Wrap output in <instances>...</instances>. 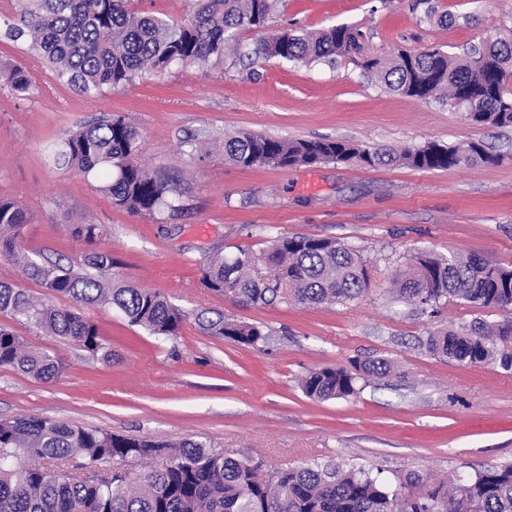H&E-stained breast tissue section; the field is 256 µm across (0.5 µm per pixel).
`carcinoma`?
Here are the masks:
<instances>
[{"label":"carcinoma","instance_id":"cac0c4a2","mask_svg":"<svg viewBox=\"0 0 512 512\" xmlns=\"http://www.w3.org/2000/svg\"><path fill=\"white\" fill-rule=\"evenodd\" d=\"M18 22L0 34L26 45L59 77L84 94L125 86L146 72L171 64L184 67L222 61L227 52L252 62L278 59L295 64H330L349 57L364 72L399 95L455 104L472 98L468 118L480 125L512 126V40L495 38L478 52L451 55L441 49L377 52L364 32L333 25L307 32L283 28L252 44L230 45L234 33L263 29L280 0H193L190 19L169 23L154 13L131 8L132 0H14ZM13 94L31 96L27 71L5 74ZM140 133L121 117H105L66 134L58 153L63 165L98 171L114 207L131 214L173 210L167 178L138 162ZM224 156L242 168L288 169L328 161L366 167L403 166L422 171L494 166L502 158L475 141L448 147L435 142L403 149H367L345 141L280 139L252 132L224 138ZM30 223L29 213L0 198V250L14 247ZM72 237L89 245L99 238L97 224H72ZM264 262L270 275L256 274ZM85 265L98 272L112 267V255L89 251ZM26 275L52 294L77 304L103 303L120 310L129 323L159 338L178 335L185 315L165 296L123 285L106 288L89 273L24 264ZM201 283L217 293L229 290L253 305L317 306L361 296L370 286L356 250L335 240L295 236L275 241L264 257L240 250L230 259L216 255L203 269ZM393 292L403 300L437 306L456 298L481 308L512 312V267L480 254L420 252L395 274ZM0 313L22 316L38 328L109 358L98 327L76 308L37 302L9 281H0ZM214 336L255 347L268 336L264 327L222 318L205 320ZM512 339V325L477 322L463 333L449 331L427 339L429 352L461 365L492 361L497 343ZM0 368L50 381L62 361L28 347L0 325ZM384 359L353 360L348 367L323 366L301 381L306 396L338 399L358 393V383L384 377ZM167 456L170 463L128 483L121 464ZM86 459L88 473L59 471L71 458ZM408 477L392 486L369 473L340 466L287 468L271 479L259 466L212 453L200 440L159 441L85 428L35 415L0 419V512H512V464L476 474L450 487L441 482L416 493Z\"/></svg>","mask_w":512,"mask_h":512}]
</instances>
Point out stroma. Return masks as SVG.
Masks as SVG:
<instances>
[{"label": "stroma", "mask_w": 512, "mask_h": 512, "mask_svg": "<svg viewBox=\"0 0 512 512\" xmlns=\"http://www.w3.org/2000/svg\"><path fill=\"white\" fill-rule=\"evenodd\" d=\"M340 24L366 31L378 52L459 55L512 30V0H283L266 30L238 37L251 44L287 26ZM6 65L23 66L35 87L21 100L0 79V198L31 217L17 255L85 272L88 246L68 227L100 225L96 247L113 259L103 281L160 292L186 318L164 340L117 309L81 306L112 352L106 362L0 314L28 346L64 364L49 382L0 368V419L37 415L126 436L192 437L227 457L262 460L268 474L340 465L430 483L512 464V368L465 366L425 347L430 334L504 325L512 314L456 299L433 314L390 286L421 251L480 253L512 266V126L477 125L450 105L395 94L344 57L309 67L229 58L174 65L98 96L0 40ZM104 114L139 130L138 160L173 181L175 210L129 214L113 206L96 174L55 163L65 133ZM240 131L393 149L479 141L502 161L434 171L354 162L242 168L224 157L225 137ZM284 236L354 248L368 290L344 303L261 306L202 285L213 254L259 255ZM203 316L264 326L268 338L234 343L211 335ZM379 358L392 373L359 382L353 396L317 401L299 386L315 368Z\"/></svg>", "instance_id": "stroma-1"}]
</instances>
